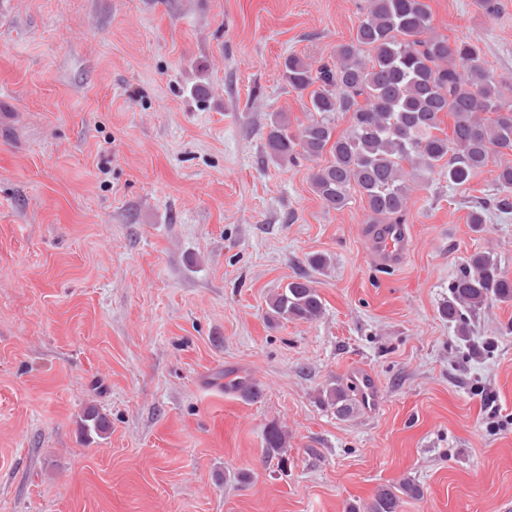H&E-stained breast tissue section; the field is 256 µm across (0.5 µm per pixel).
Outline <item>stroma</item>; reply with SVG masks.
<instances>
[{
  "instance_id": "1",
  "label": "stroma",
  "mask_w": 512,
  "mask_h": 512,
  "mask_svg": "<svg viewBox=\"0 0 512 512\" xmlns=\"http://www.w3.org/2000/svg\"><path fill=\"white\" fill-rule=\"evenodd\" d=\"M426 2L512 98V0ZM365 5L0 0V512H348L407 478L423 495L400 512H512V302L466 342L440 314L472 253L512 277V210L466 222L496 163L415 187L389 270L359 195L327 208L317 162L265 146L273 113L306 120L285 57L331 60ZM299 276L322 316L270 321ZM350 377L359 386L364 406L372 410L378 408L380 405V391L372 374L362 369H355L350 373Z\"/></svg>"
}]
</instances>
